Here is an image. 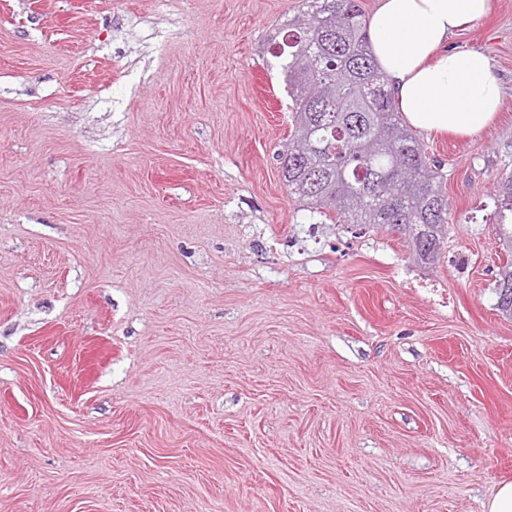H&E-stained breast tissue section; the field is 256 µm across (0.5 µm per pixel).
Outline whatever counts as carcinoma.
<instances>
[{
  "label": "carcinoma",
  "mask_w": 512,
  "mask_h": 512,
  "mask_svg": "<svg viewBox=\"0 0 512 512\" xmlns=\"http://www.w3.org/2000/svg\"><path fill=\"white\" fill-rule=\"evenodd\" d=\"M308 9L271 39L275 69L289 102L292 129L278 153L280 176L321 216L399 233L414 256L435 261L448 205L442 175L420 139L404 127L371 54L357 0H306ZM497 224H512V177L498 185ZM502 309L512 311V263L496 280Z\"/></svg>",
  "instance_id": "1"
}]
</instances>
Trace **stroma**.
Returning <instances> with one entry per match:
<instances>
[{
	"label": "stroma",
	"mask_w": 512,
	"mask_h": 512,
	"mask_svg": "<svg viewBox=\"0 0 512 512\" xmlns=\"http://www.w3.org/2000/svg\"><path fill=\"white\" fill-rule=\"evenodd\" d=\"M304 0H0V512H485L512 483V0L495 122L421 134L448 231L279 175ZM500 207L497 212V223L504 230V226H512V177H507L498 185ZM496 288L499 293V303L503 310L512 311V263L499 270Z\"/></svg>",
	"instance_id": "1"
}]
</instances>
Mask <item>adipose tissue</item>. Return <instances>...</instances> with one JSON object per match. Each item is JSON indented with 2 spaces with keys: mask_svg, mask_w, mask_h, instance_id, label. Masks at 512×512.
Instances as JSON below:
<instances>
[{
  "mask_svg": "<svg viewBox=\"0 0 512 512\" xmlns=\"http://www.w3.org/2000/svg\"><path fill=\"white\" fill-rule=\"evenodd\" d=\"M488 8L489 0H379L368 16L373 55L413 129L471 136L494 120L504 89L490 57L448 47Z\"/></svg>",
  "mask_w": 512,
  "mask_h": 512,
  "instance_id": "1",
  "label": "adipose tissue"
}]
</instances>
